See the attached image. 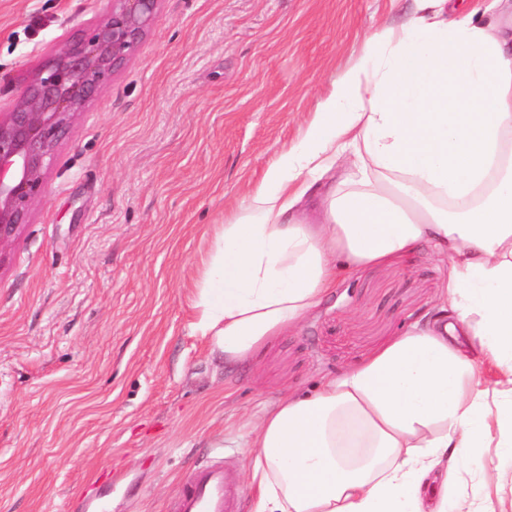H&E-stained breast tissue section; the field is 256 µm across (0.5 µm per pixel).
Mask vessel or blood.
I'll return each instance as SVG.
<instances>
[{"mask_svg":"<svg viewBox=\"0 0 512 512\" xmlns=\"http://www.w3.org/2000/svg\"><path fill=\"white\" fill-rule=\"evenodd\" d=\"M235 467L216 462L196 469L182 484L170 512H241Z\"/></svg>","mask_w":512,"mask_h":512,"instance_id":"vessel-or-blood-1","label":"vessel or blood"}]
</instances>
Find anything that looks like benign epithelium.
I'll return each mask as SVG.
<instances>
[{
	"mask_svg": "<svg viewBox=\"0 0 512 512\" xmlns=\"http://www.w3.org/2000/svg\"><path fill=\"white\" fill-rule=\"evenodd\" d=\"M102 14L45 56L0 113V265L29 223L45 176L73 118L142 42L160 0H104Z\"/></svg>",
	"mask_w": 512,
	"mask_h": 512,
	"instance_id": "7a95c632",
	"label": "benign epithelium"
}]
</instances>
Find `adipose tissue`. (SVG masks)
<instances>
[{"label":"adipose tissue","instance_id":"1","mask_svg":"<svg viewBox=\"0 0 512 512\" xmlns=\"http://www.w3.org/2000/svg\"><path fill=\"white\" fill-rule=\"evenodd\" d=\"M449 2L412 0L369 37L203 261L195 329L226 361L297 325L342 272L422 246L449 267L370 360L262 410L253 512H491L449 484L488 451L512 473V0L481 20Z\"/></svg>","mask_w":512,"mask_h":512}]
</instances>
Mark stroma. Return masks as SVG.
Instances as JSON below:
<instances>
[{"label": "stroma", "instance_id": "stroma-1", "mask_svg": "<svg viewBox=\"0 0 512 512\" xmlns=\"http://www.w3.org/2000/svg\"><path fill=\"white\" fill-rule=\"evenodd\" d=\"M411 0H161L133 58L76 117L0 268V512H66L114 478L111 512H167L202 461L253 490L261 410L363 364L448 275L422 249L342 275L247 359L193 332L201 259ZM0 0V107L102 12Z\"/></svg>", "mask_w": 512, "mask_h": 512}]
</instances>
